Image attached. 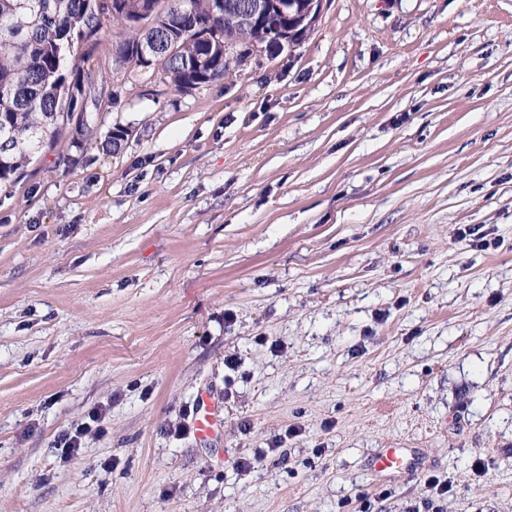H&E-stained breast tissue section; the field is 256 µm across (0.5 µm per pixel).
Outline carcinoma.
<instances>
[{
	"label": "carcinoma",
	"instance_id": "carcinoma-1",
	"mask_svg": "<svg viewBox=\"0 0 512 512\" xmlns=\"http://www.w3.org/2000/svg\"><path fill=\"white\" fill-rule=\"evenodd\" d=\"M217 0H0V184L14 182L40 151L45 137L70 129L92 135L93 109L84 105L83 85L91 73L68 58L103 27L102 18L119 26L113 42L115 61L152 68L176 91L221 81L231 66L224 63V31L237 28L231 11H216ZM311 30L294 14L273 15L258 31L238 32L239 58L250 42L264 36L269 58L282 53L280 42L298 45ZM156 43L152 55L142 45ZM201 60L200 68L186 62Z\"/></svg>",
	"mask_w": 512,
	"mask_h": 512
}]
</instances>
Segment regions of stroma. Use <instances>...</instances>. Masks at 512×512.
I'll return each instance as SVG.
<instances>
[{
	"mask_svg": "<svg viewBox=\"0 0 512 512\" xmlns=\"http://www.w3.org/2000/svg\"><path fill=\"white\" fill-rule=\"evenodd\" d=\"M114 34L0 186V512H512V0H324L186 92ZM88 426L80 424L74 427V430H67L58 435L55 440V447L61 449V454L65 458H71L78 454L81 448V439ZM407 448H385V452L378 456L373 467L377 473L383 474L406 467L405 452Z\"/></svg>",
	"mask_w": 512,
	"mask_h": 512,
	"instance_id": "obj_1",
	"label": "stroma"
}]
</instances>
